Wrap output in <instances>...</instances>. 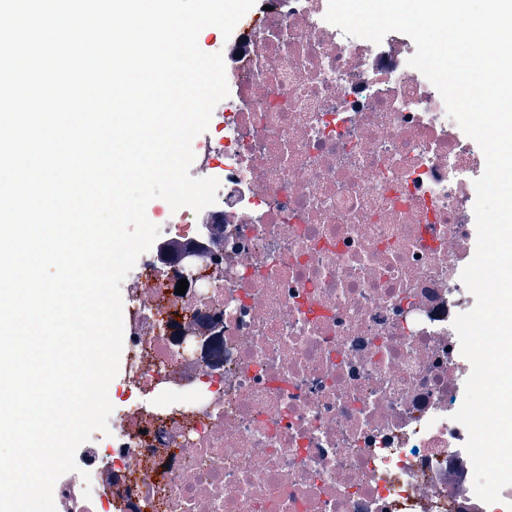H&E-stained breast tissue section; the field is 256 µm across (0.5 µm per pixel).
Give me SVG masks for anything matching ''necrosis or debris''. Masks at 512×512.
Here are the masks:
<instances>
[{"mask_svg":"<svg viewBox=\"0 0 512 512\" xmlns=\"http://www.w3.org/2000/svg\"><path fill=\"white\" fill-rule=\"evenodd\" d=\"M225 62L217 201L175 212L126 328L134 354L108 489L62 512H498L473 493L453 415L454 318L484 171L400 32L264 0ZM215 261L177 294L171 244ZM199 326L209 348L184 341Z\"/></svg>","mask_w":512,"mask_h":512,"instance_id":"obj_1","label":"necrosis or debris"}]
</instances>
